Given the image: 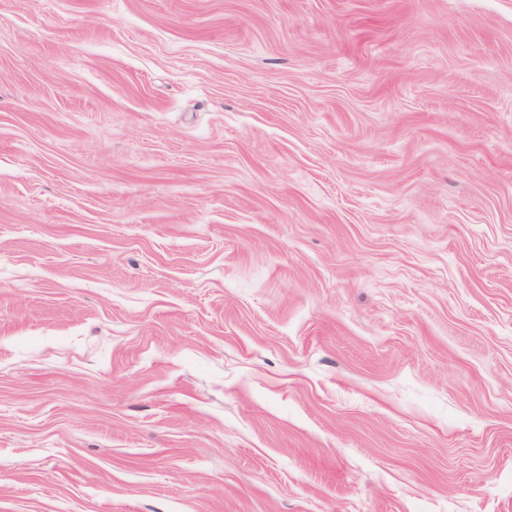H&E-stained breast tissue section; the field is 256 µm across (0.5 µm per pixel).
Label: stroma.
Here are the masks:
<instances>
[{"mask_svg":"<svg viewBox=\"0 0 512 512\" xmlns=\"http://www.w3.org/2000/svg\"><path fill=\"white\" fill-rule=\"evenodd\" d=\"M0 512H512V0H0Z\"/></svg>","mask_w":512,"mask_h":512,"instance_id":"obj_1","label":"stroma"}]
</instances>
